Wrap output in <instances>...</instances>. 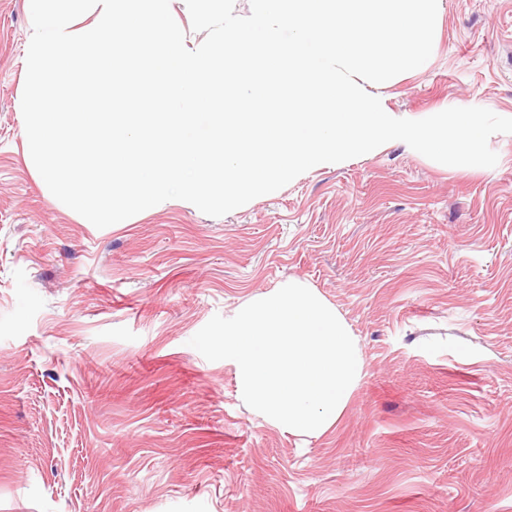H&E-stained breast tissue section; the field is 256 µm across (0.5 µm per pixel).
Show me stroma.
<instances>
[{"label": "stroma", "mask_w": 512, "mask_h": 512, "mask_svg": "<svg viewBox=\"0 0 512 512\" xmlns=\"http://www.w3.org/2000/svg\"><path fill=\"white\" fill-rule=\"evenodd\" d=\"M30 33L0 0V512H512V134L492 168L391 141L220 217L170 199L99 229L32 161ZM367 89L512 118V0H440L430 59ZM291 278L364 359L318 438L188 344Z\"/></svg>", "instance_id": "stroma-1"}]
</instances>
